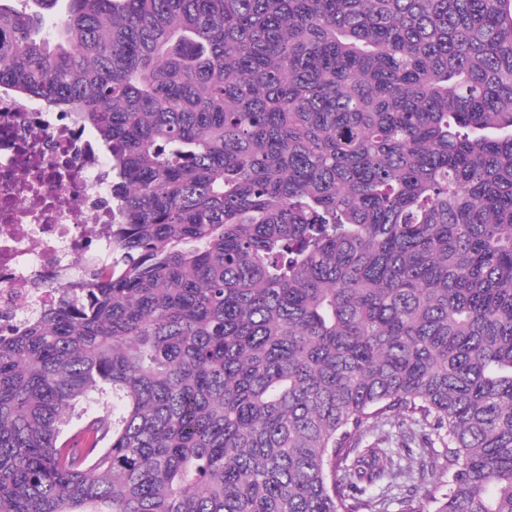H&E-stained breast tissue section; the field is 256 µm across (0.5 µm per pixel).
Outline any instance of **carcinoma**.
<instances>
[{"instance_id":"carcinoma-1","label":"carcinoma","mask_w":512,"mask_h":512,"mask_svg":"<svg viewBox=\"0 0 512 512\" xmlns=\"http://www.w3.org/2000/svg\"><path fill=\"white\" fill-rule=\"evenodd\" d=\"M1 85L113 209L0 334V512H512V0H0Z\"/></svg>"}]
</instances>
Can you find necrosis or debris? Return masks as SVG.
<instances>
[{
	"instance_id": "necrosis-or-debris-1",
	"label": "necrosis or debris",
	"mask_w": 512,
	"mask_h": 512,
	"mask_svg": "<svg viewBox=\"0 0 512 512\" xmlns=\"http://www.w3.org/2000/svg\"><path fill=\"white\" fill-rule=\"evenodd\" d=\"M112 245V169L76 113L0 87V331Z\"/></svg>"
}]
</instances>
